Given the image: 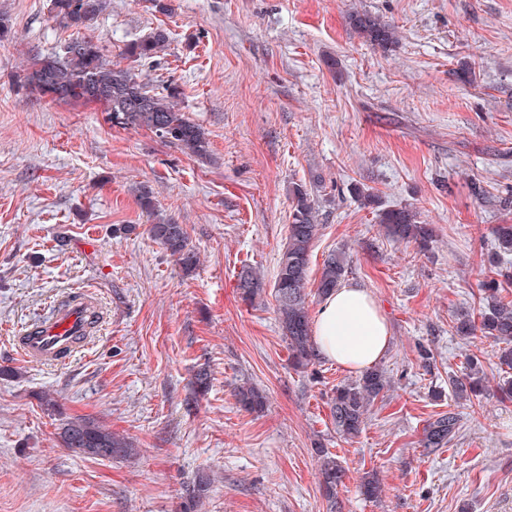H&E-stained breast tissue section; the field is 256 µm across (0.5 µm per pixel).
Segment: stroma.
<instances>
[{"instance_id":"35a3bbf8","label":"stroma","mask_w":512,"mask_h":512,"mask_svg":"<svg viewBox=\"0 0 512 512\" xmlns=\"http://www.w3.org/2000/svg\"><path fill=\"white\" fill-rule=\"evenodd\" d=\"M107 0L95 23L112 63L148 83L172 80L178 105L209 133L200 163L145 129H123L102 104L29 97L33 54L67 38L49 0H0V512H178L197 473L213 484L201 512H327L317 447L346 468L342 512H512V401L457 398L453 377L477 358L489 386L499 346L456 336L479 313L482 285L512 300V255L500 276L493 229L512 224V0ZM395 24L382 53L350 13ZM167 30L157 61L124 53ZM468 62L474 74L456 72ZM304 184L322 229L313 244L309 312L328 253L350 257L390 328L380 361L392 381L359 437L337 434L328 405L351 375L321 360L301 373L275 301L249 306L243 263L273 283L288 235L290 191ZM187 227L200 256L183 276L148 233L138 187ZM412 207L431 225L428 251L388 239L355 194ZM85 292L103 313L66 359L28 362L15 339L58 302ZM208 369V393L192 381ZM264 390L263 412L237 386ZM49 395L59 411L41 401ZM454 411L447 447L421 444L426 420ZM90 416L133 438L135 456L72 455L60 416ZM376 471L382 492L360 493ZM237 402L246 410L260 411L266 405L264 393L252 385H243L235 391Z\"/></svg>"}]
</instances>
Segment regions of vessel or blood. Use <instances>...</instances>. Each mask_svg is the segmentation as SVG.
<instances>
[{"mask_svg":"<svg viewBox=\"0 0 512 512\" xmlns=\"http://www.w3.org/2000/svg\"><path fill=\"white\" fill-rule=\"evenodd\" d=\"M85 308V301H76L38 333L18 337L21 355L35 363L55 362L66 357L73 349L74 337L85 329Z\"/></svg>","mask_w":512,"mask_h":512,"instance_id":"1","label":"vessel or blood"}]
</instances>
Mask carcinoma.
Instances as JSON below:
<instances>
[{"label":"carcinoma","instance_id":"1","mask_svg":"<svg viewBox=\"0 0 512 512\" xmlns=\"http://www.w3.org/2000/svg\"><path fill=\"white\" fill-rule=\"evenodd\" d=\"M106 7V0H50L51 19L59 26L76 31V36L60 42L47 55H36L22 77V87L28 95L41 100L64 102H100L105 106L108 121L124 128H146L162 141L183 152L205 159L210 155V142L205 130L178 108L176 91L162 90L144 83L131 70L107 61L94 23ZM350 24L355 32L372 47L388 50L398 42L397 27L368 13L354 12ZM168 36L163 30L131 40L126 56L135 60H149L164 53ZM292 206L289 215L288 236L278 261L272 285L276 312L288 341L290 362L294 369L305 371L319 363L307 298L310 252L320 231L318 208L308 188L303 184L291 190ZM138 202L143 212L152 217L148 225L151 238L174 259L187 274L200 263L198 252L191 244L186 227L155 211L153 192L143 187ZM388 235L412 241L426 249L433 242L434 231L418 220L417 213L404 206L383 209L377 214ZM495 238L500 251L512 254V224H499ZM351 270L344 252L326 256L318 281L317 295L325 298L344 282ZM241 299L254 305L263 301L264 276L256 269L243 266L239 275ZM484 312L480 322L468 317L458 319L457 335L468 338L481 332L483 336L503 343L498 359L502 367L512 370V301L499 295L494 280L483 285ZM468 372L453 381L455 393H477L484 388L482 369L474 359H467ZM390 378L384 369L373 366L354 380L336 386L330 399V413L336 433L346 437L358 436L374 402L388 390ZM237 402L246 410L260 411L266 405L264 393L243 385L235 391ZM459 430L457 414L440 412L427 420L423 427L422 446L434 451L444 448ZM58 437L62 447L77 456L99 457V450L112 451L116 456L133 454L132 443L123 435L112 432L90 417H70L60 424ZM318 457V484L328 512H341L339 493L343 486L345 467L339 457L326 448L316 449ZM212 479L208 474L196 477L186 489L180 512H197L206 496Z\"/></svg>","mask_w":512,"mask_h":512}]
</instances>
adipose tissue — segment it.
Listing matches in <instances>:
<instances>
[{
	"mask_svg": "<svg viewBox=\"0 0 512 512\" xmlns=\"http://www.w3.org/2000/svg\"><path fill=\"white\" fill-rule=\"evenodd\" d=\"M320 355L358 374L376 365L389 345V329L363 287L347 284L329 294L314 323Z\"/></svg>",
	"mask_w": 512,
	"mask_h": 512,
	"instance_id": "obj_1",
	"label": "adipose tissue"
}]
</instances>
